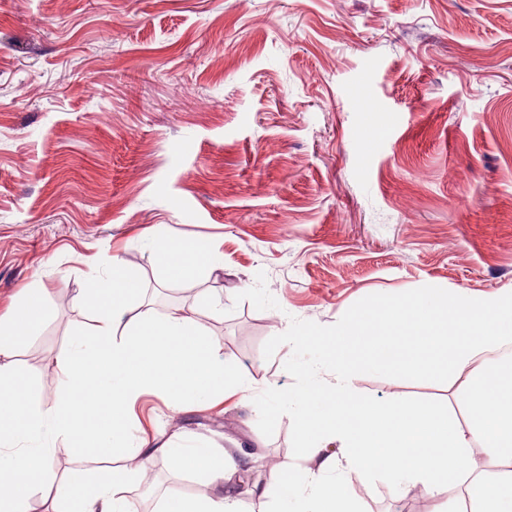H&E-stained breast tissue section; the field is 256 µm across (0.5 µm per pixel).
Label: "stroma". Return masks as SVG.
Returning a JSON list of instances; mask_svg holds the SVG:
<instances>
[{"mask_svg":"<svg viewBox=\"0 0 512 512\" xmlns=\"http://www.w3.org/2000/svg\"><path fill=\"white\" fill-rule=\"evenodd\" d=\"M158 224L221 268L167 281L141 236ZM115 254L156 315L195 309L248 384L176 414L135 403L156 449L140 512L217 491L170 467L179 433L302 465L294 413L265 408L335 383L318 337L378 297L512 290V0H0V311L45 288L52 316L16 356L38 384ZM350 384L468 420L448 375ZM351 493L360 512L462 496L405 503L379 477Z\"/></svg>","mask_w":512,"mask_h":512,"instance_id":"obj_1","label":"stroma"}]
</instances>
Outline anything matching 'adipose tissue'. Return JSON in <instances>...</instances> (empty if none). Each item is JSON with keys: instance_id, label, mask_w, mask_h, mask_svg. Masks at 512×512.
Segmentation results:
<instances>
[{"instance_id": "adipose-tissue-1", "label": "adipose tissue", "mask_w": 512, "mask_h": 512, "mask_svg": "<svg viewBox=\"0 0 512 512\" xmlns=\"http://www.w3.org/2000/svg\"><path fill=\"white\" fill-rule=\"evenodd\" d=\"M143 236L168 279L205 278L218 262L209 244L151 230ZM141 291L120 256L92 270L82 295L96 322L73 332L58 360L61 389L50 400L15 362L25 337L51 316L42 289H26L0 315V512H29L35 494L50 512H63L64 482L51 465L60 440L87 455L121 452L132 462L81 479L76 512H135L131 487L153 451L130 432L132 402L152 392L179 411L227 388L243 390L242 376L219 356L195 311L154 316L144 309ZM511 342V290L476 303L462 293L426 289L353 312L320 339L325 360L336 367L335 385L276 400L268 411L273 417L293 408L305 467L271 470L266 485L246 493L233 477L251 469L250 452L173 441L162 448L170 466L203 474L220 491L168 498L160 512H243L247 494L273 512H358L350 484L371 477L387 478L403 498L417 490L438 497L453 483L463 489L465 512H512V359L490 356ZM360 370L404 379L461 374L470 419L463 423L400 397L371 400L348 385ZM331 443L337 452L328 451ZM476 446L496 471L471 465Z\"/></svg>"}]
</instances>
